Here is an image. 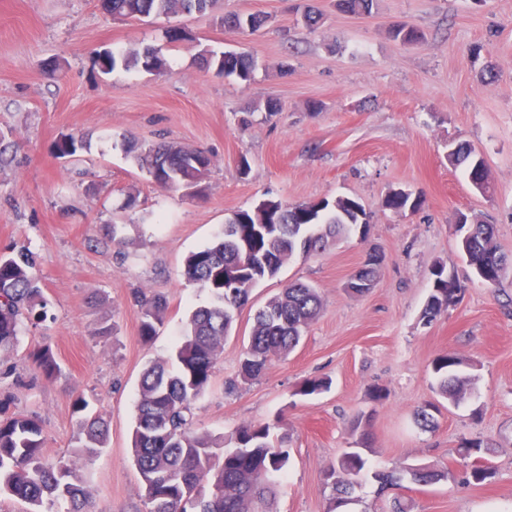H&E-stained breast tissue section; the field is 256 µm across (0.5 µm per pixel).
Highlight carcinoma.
<instances>
[{
  "label": "carcinoma",
  "instance_id": "carcinoma-1",
  "mask_svg": "<svg viewBox=\"0 0 512 512\" xmlns=\"http://www.w3.org/2000/svg\"><path fill=\"white\" fill-rule=\"evenodd\" d=\"M216 0H104L102 9L114 18H146L151 15L203 13ZM375 0H337V7L351 15H369ZM224 27L237 33L256 31L266 22L259 14L230 13ZM391 37L404 46L422 43L421 32L408 23L390 28ZM206 68L218 75L251 80L253 60L244 53L205 50ZM95 64L108 74L117 67L140 65L163 70L165 60L154 50L96 53ZM152 180L169 189H191L198 194L213 164L205 152L177 142L149 144L135 156ZM448 160L464 166L467 179L488 183L473 150L461 145L448 153ZM363 206L354 199L288 205L264 200L252 211H239L224 225L212 245L188 255L183 276L187 282L208 290L214 303L197 308L189 317L188 330L175 351L174 361L150 364L139 381L132 431L133 462L141 478L146 512H273L274 478L287 465L288 433L275 434L266 424L243 425L226 439L195 428L193 406L209 386L214 366L224 353V340L231 334L234 311L245 305L250 291L276 278L296 252L317 253L329 239L353 230L361 223ZM459 242L465 243L464 257L471 269L485 267L489 288L502 284L509 261L497 242L494 227L463 215L457 225ZM378 255L361 265L348 283L364 279L375 283ZM31 261L22 254L0 257V353L14 349L25 320L47 315V301L30 273ZM445 269L432 270L433 286L422 312L430 323L456 300L461 288L448 284ZM140 335L149 340L162 323L167 301L162 295H142ZM322 299L317 289L295 282L271 296L255 316L247 344L238 360L243 381L258 378L268 362L286 356L300 343L308 326L320 315ZM39 373L48 381L59 373L48 346L32 352ZM463 361L445 355L433 365L438 376L435 392L450 404H458L473 390L479 376L461 370ZM89 403L79 397L78 444L85 455L105 447L107 423L90 414ZM357 435V459L339 456L325 472L330 488L327 512H345L346 504L360 481L370 474L364 450L369 447L368 424L359 418L352 426ZM41 420L17 413L0 420V496L14 497L27 504L26 512H51L64 502L65 512H103L77 482L75 466L68 460L48 463L42 455Z\"/></svg>",
  "mask_w": 512,
  "mask_h": 512
}]
</instances>
